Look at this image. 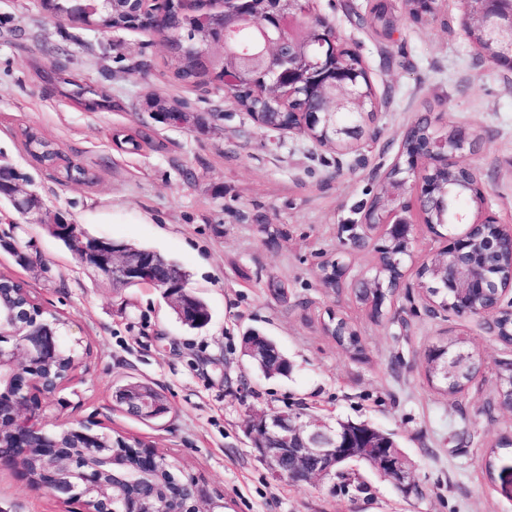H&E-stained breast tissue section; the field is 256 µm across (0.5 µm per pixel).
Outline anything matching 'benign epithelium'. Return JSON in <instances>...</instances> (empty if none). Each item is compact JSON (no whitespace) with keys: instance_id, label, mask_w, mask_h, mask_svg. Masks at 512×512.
Returning a JSON list of instances; mask_svg holds the SVG:
<instances>
[{"instance_id":"obj_1","label":"benign epithelium","mask_w":512,"mask_h":512,"mask_svg":"<svg viewBox=\"0 0 512 512\" xmlns=\"http://www.w3.org/2000/svg\"><path fill=\"white\" fill-rule=\"evenodd\" d=\"M72 7L53 12L57 22H79L87 26L91 9L89 0H68ZM133 11L132 26L136 29L154 30L170 42L175 34L168 26V16L158 0H128ZM241 0H224V9L207 13L204 20L221 31L217 41L226 52L236 51V35L245 27H254L260 34L258 47L252 54L240 53L249 60L256 56L265 57L261 73L266 77V86L272 90L279 87V73L293 71L302 63L322 65L315 52L300 54L295 38V27L318 16L305 7L309 0H273L272 12L262 18L255 16L240 5ZM465 6L464 26L470 31H482L495 46V54L483 52L492 65L512 72V0H463ZM320 104L315 110L302 113L300 125L283 127V121L270 119L262 122L266 128L294 133L308 134V128L324 125L332 138L346 143L357 140L358 131L352 126L336 124V113L357 109L362 99V90L357 70H338L316 89ZM434 143L424 153L413 157L402 170L404 184L422 172L423 165L436 168L448 165L449 158L468 149L473 142V132L464 126L453 127L452 139L440 130H434ZM10 200L24 215L38 216L42 202L37 194L13 186ZM392 206L381 219L365 218L362 227L371 231L378 226L388 228L397 222L405 225L410 236L406 238V251L412 252L414 243L413 221L407 217L408 206L398 194L391 195ZM457 223L464 226L460 232L454 225H448L447 244L444 247L450 260L443 266V281L454 295V304L464 317L484 319L495 316L491 310L474 309L469 306L471 294L495 289L497 299L506 292L496 282L480 272L475 247L483 255L507 253L512 256V225L503 224L491 215L483 217H461ZM48 226L61 231L69 250L86 269L106 276L117 288L131 284L146 283L162 291L169 305L179 312L184 324L193 325L192 308L182 297L183 282L173 268L162 264L159 254L152 250H129L124 243L99 238L77 229V224L65 220L50 221ZM54 336L45 333L38 325H23L4 332V319L0 315V386L7 385L11 393L0 395V437L7 433L12 442L9 455L0 454V465L21 469L29 475L24 460L29 449L47 441L49 430L42 422L40 396L47 394L41 379L36 376V367L46 361L56 350ZM121 400L136 414L158 418L165 414L145 394L122 389ZM255 447L259 458L276 478L293 482H312L336 475V464L341 461L365 460L386 477L404 494L421 495V489L411 472L407 471L402 459L388 448H376L374 444H363L348 438L323 420L305 418L301 415L279 413L261 414L251 422ZM137 448L114 451L107 456H98L92 449L84 450L88 463L77 466L76 459L64 457L53 447L44 448L45 466L43 476L35 487L44 489L60 500L76 497L75 484H98L106 472L114 471L112 493L119 492L115 471L127 465L126 457L136 455ZM122 507L119 512H160L156 499L118 496Z\"/></svg>"}]
</instances>
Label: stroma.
Segmentation results:
<instances>
[{"label":"stroma","mask_w":512,"mask_h":512,"mask_svg":"<svg viewBox=\"0 0 512 512\" xmlns=\"http://www.w3.org/2000/svg\"><path fill=\"white\" fill-rule=\"evenodd\" d=\"M369 0H314L341 44L356 49L379 112L351 149L260 126L223 87L171 80L162 37L146 30L101 35L60 24L41 0H0V165L27 178L44 220L62 215L89 233L160 252L190 273L189 290L209 305L200 329L182 326L156 288H116L82 268L41 223L0 221V275L24 282L33 298L65 320L70 338L90 349L55 393L43 398L49 430L91 422L166 453L181 476L204 484L219 512H512V486L487 474L485 451L512 437V412L499 405L498 366L512 345L475 319L435 308L417 286L419 266L442 243L416 223L417 245L404 284L381 319L356 301L352 284L374 273L380 230L350 240L358 205L386 188L406 130L423 116L435 127L481 134L474 168L487 211L512 224V73L486 61L463 27L461 0H438L426 22L399 13L390 38L361 22ZM64 63L78 79L105 85L112 107L86 112L41 82L35 65ZM181 99L204 119L192 128L155 122L146 91ZM31 128L55 142L93 177L66 182L21 145ZM135 136L139 151L118 149L114 134ZM279 232L268 243L262 225ZM348 268L326 287L322 261ZM348 321L363 345L355 355L324 325ZM272 338L291 372L265 377L241 352L243 334ZM464 339L482 368L456 395L426 372L434 345ZM149 383L169 413L145 422L115 399L118 387ZM305 411L329 423L365 422L391 434L422 493L404 497L362 462L346 479L293 483L273 478L250 432L260 413ZM0 512H71L33 489L18 469L0 466Z\"/></svg>","instance_id":"stroma-1"}]
</instances>
